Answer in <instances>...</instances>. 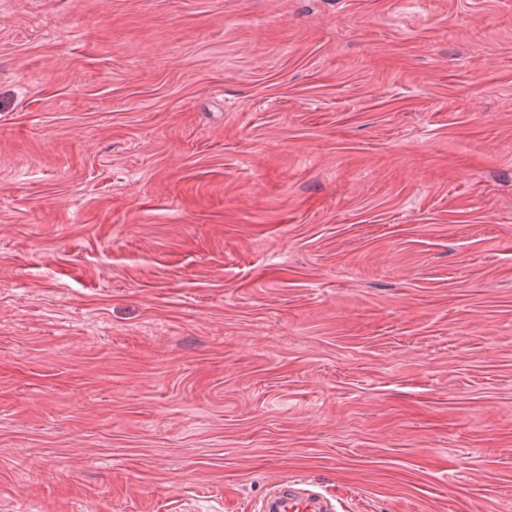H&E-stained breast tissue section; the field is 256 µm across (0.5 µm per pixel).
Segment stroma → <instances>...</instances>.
<instances>
[{
  "instance_id": "1",
  "label": "stroma",
  "mask_w": 512,
  "mask_h": 512,
  "mask_svg": "<svg viewBox=\"0 0 512 512\" xmlns=\"http://www.w3.org/2000/svg\"><path fill=\"white\" fill-rule=\"evenodd\" d=\"M512 512V0H0V512ZM302 480L273 485L258 505L257 512H335L336 505L318 491L305 488Z\"/></svg>"
}]
</instances>
